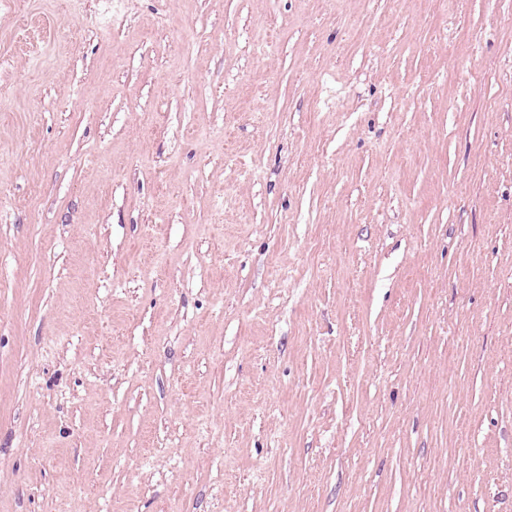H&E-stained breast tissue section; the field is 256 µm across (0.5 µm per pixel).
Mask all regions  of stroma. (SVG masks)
<instances>
[{
	"label": "stroma",
	"instance_id": "stroma-1",
	"mask_svg": "<svg viewBox=\"0 0 512 512\" xmlns=\"http://www.w3.org/2000/svg\"><path fill=\"white\" fill-rule=\"evenodd\" d=\"M0 512H512V0H0Z\"/></svg>",
	"mask_w": 512,
	"mask_h": 512
}]
</instances>
